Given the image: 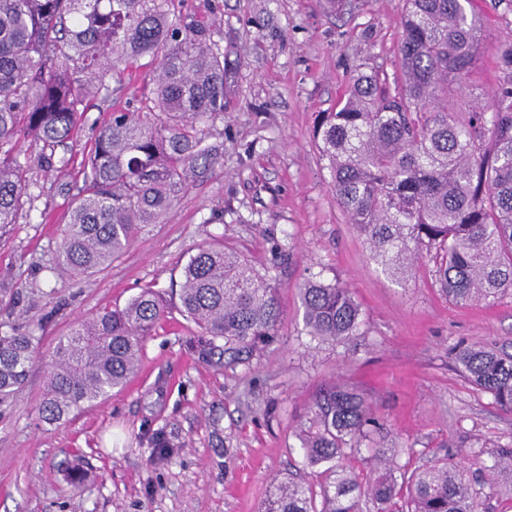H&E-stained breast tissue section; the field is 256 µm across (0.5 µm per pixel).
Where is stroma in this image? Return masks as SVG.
Masks as SVG:
<instances>
[{
  "instance_id": "stroma-1",
  "label": "stroma",
  "mask_w": 512,
  "mask_h": 512,
  "mask_svg": "<svg viewBox=\"0 0 512 512\" xmlns=\"http://www.w3.org/2000/svg\"><path fill=\"white\" fill-rule=\"evenodd\" d=\"M185 21L204 18L227 56L224 114L206 125L218 153L192 179L164 223L89 278L53 270L82 160L111 112L152 89L151 66L106 77L80 107L73 137L58 147L67 167H40L25 143L32 199L0 237V328L38 339L27 384L0 406V512H261L273 475L315 482L295 434L316 391L341 378L367 399L382 430L376 445L414 471L464 449L484 474L512 448V413L498 408L455 362L461 346L512 353V292L459 305L432 266L384 272L368 256L330 187L313 139L358 70L398 74L404 0H180ZM482 31L478 61L458 76L448 109H488L502 76L498 48L512 40V0H471ZM241 252L277 288V339L234 361L199 356L194 327L169 309L144 345L141 371L102 405L60 424L40 420L46 362L58 337L150 286L171 296L199 246ZM340 282L362 310L357 336L320 344L307 336L299 287ZM84 475L73 485L65 470Z\"/></svg>"
}]
</instances>
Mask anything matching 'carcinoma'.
I'll list each match as a JSON object with an SVG mask.
<instances>
[{"label":"carcinoma","instance_id":"1","mask_svg":"<svg viewBox=\"0 0 512 512\" xmlns=\"http://www.w3.org/2000/svg\"><path fill=\"white\" fill-rule=\"evenodd\" d=\"M175 0H0V230L16 223L31 196L18 145L42 144L55 158L80 117L78 106L105 89L104 77L154 65L143 107L117 111L101 126L84 163L57 247L54 269L94 275L122 254L145 224H161L189 178L209 169L214 148L202 125L224 114V52L202 23L185 26ZM470 0H405L400 85L382 88L379 71L358 73L333 112L322 113L316 138L336 201L385 271L406 274L426 257L441 291L457 304L492 302L512 290V41L500 45L504 77L488 112L461 121L448 112L449 78L475 64L480 26ZM178 308L197 330L201 353L237 357L273 341L283 316L275 288L248 259L222 243L197 249L182 268ZM307 335L339 342L358 329L362 312L339 283L301 288ZM167 309L147 287L127 304L104 310L58 338L39 406L48 423L107 400L136 373L144 342ZM36 337L0 332V402L27 382ZM456 360L466 376L512 413V354L472 345ZM380 430L366 399L332 382L310 406L297 435L305 464L322 469L314 490L274 478L263 512H478L483 486L460 461L435 460L402 478L393 448L373 449L380 471L361 488L346 460ZM322 507L316 509L315 498Z\"/></svg>","mask_w":512,"mask_h":512}]
</instances>
